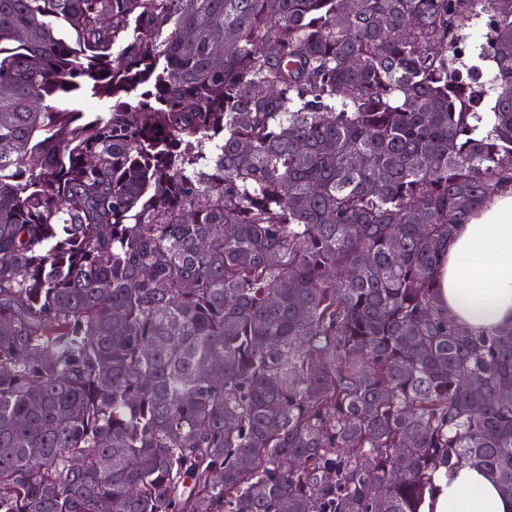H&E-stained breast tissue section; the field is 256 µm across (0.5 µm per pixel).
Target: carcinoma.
I'll return each mask as SVG.
<instances>
[{
  "label": "carcinoma",
  "mask_w": 512,
  "mask_h": 512,
  "mask_svg": "<svg viewBox=\"0 0 512 512\" xmlns=\"http://www.w3.org/2000/svg\"><path fill=\"white\" fill-rule=\"evenodd\" d=\"M508 184L512 0H0V512L512 497V324L437 282ZM487 20V13L485 12L471 20L464 29L463 41L457 49L458 57L462 58L461 60L469 62L470 58L479 51L481 44L485 42ZM434 481L439 492L433 512H512V498L504 496L484 470L465 466L448 478L439 470Z\"/></svg>",
  "instance_id": "cac0c4a2"
}]
</instances>
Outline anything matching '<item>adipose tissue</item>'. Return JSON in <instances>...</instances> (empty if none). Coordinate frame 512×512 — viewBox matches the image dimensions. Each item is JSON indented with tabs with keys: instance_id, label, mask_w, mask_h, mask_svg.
<instances>
[{
	"instance_id": "ef3b65f1",
	"label": "adipose tissue",
	"mask_w": 512,
	"mask_h": 512,
	"mask_svg": "<svg viewBox=\"0 0 512 512\" xmlns=\"http://www.w3.org/2000/svg\"><path fill=\"white\" fill-rule=\"evenodd\" d=\"M442 308L460 326L491 331L512 323V186L503 187L469 223L457 226L438 265ZM433 512H512L484 470L436 472Z\"/></svg>"
}]
</instances>
